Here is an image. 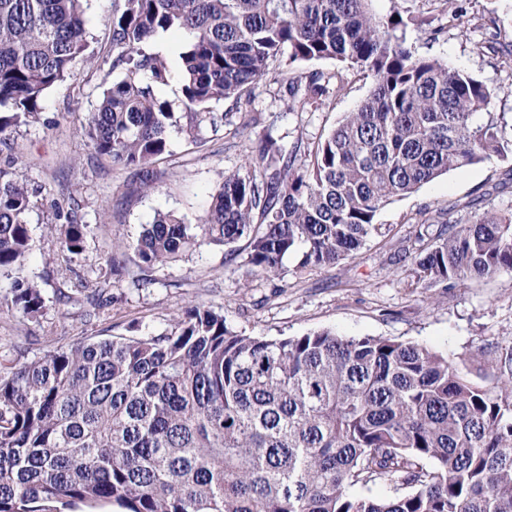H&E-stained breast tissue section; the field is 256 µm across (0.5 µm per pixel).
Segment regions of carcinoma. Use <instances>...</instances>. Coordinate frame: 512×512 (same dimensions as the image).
Masks as SVG:
<instances>
[{
	"mask_svg": "<svg viewBox=\"0 0 512 512\" xmlns=\"http://www.w3.org/2000/svg\"><path fill=\"white\" fill-rule=\"evenodd\" d=\"M82 0H0V134L36 118L46 93L86 54ZM371 0H113L112 82L87 116L96 153L141 167L218 132L213 101L240 102L276 62L288 65L289 110L324 105L307 63L334 61L336 82L358 70L369 94L303 155L265 140L249 172L224 176L197 223L159 212L112 251L146 271L204 245L248 240L254 272L283 260L336 264L380 230L378 213L438 176L512 156L502 90L407 45L410 26H443ZM187 36L180 53L186 111L158 97L170 70L145 44ZM478 114L486 115L480 123ZM31 192L0 169V307L42 316L39 285L21 278L30 250ZM437 215L435 241L415 263L427 290L512 273V216ZM48 224L70 259L90 225ZM376 482L394 493H353ZM512 512V356L497 382L470 381L448 356L383 336L332 330L263 339L237 333L201 305L161 333L82 336L0 370V512Z\"/></svg>",
	"mask_w": 512,
	"mask_h": 512,
	"instance_id": "1",
	"label": "carcinoma"
}]
</instances>
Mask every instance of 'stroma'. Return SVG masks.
Masks as SVG:
<instances>
[{
	"mask_svg": "<svg viewBox=\"0 0 512 512\" xmlns=\"http://www.w3.org/2000/svg\"><path fill=\"white\" fill-rule=\"evenodd\" d=\"M468 16L436 41L408 29L409 45L469 72L492 86H512V0H470ZM112 0H86L88 51L100 63H76L67 80L49 90L36 120L0 134V168L14 172L34 194L31 250L22 276L38 282L46 303L39 321L0 309V364L30 362L80 336L108 338L160 333L172 315L193 304L221 311L229 326L267 338L329 329L342 336H385L424 344L448 354L474 381L489 385L512 352V274L468 281L439 295L417 280L413 258L430 244L437 210L454 207L459 218L475 210L512 213V158L452 170L381 210L380 233L335 265L283 263L279 277L251 274L248 244L210 245L191 257L147 271L129 264L112 276L106 258L116 242L135 237L160 211L174 210L194 222L208 208L225 175L243 170L248 151L273 138L283 153L316 141L367 96L361 72L334 78L332 61L304 65L320 72L326 107L288 111L287 75L266 76L251 97L212 102L223 116L205 143L172 135L167 154L151 166V188L137 171L112 164L89 146L82 124L105 88L119 79L112 66ZM488 44L476 52L475 43ZM71 213L92 232L78 260H69L46 227L57 212Z\"/></svg>",
	"mask_w": 512,
	"mask_h": 512,
	"instance_id": "obj_1",
	"label": "stroma"
}]
</instances>
